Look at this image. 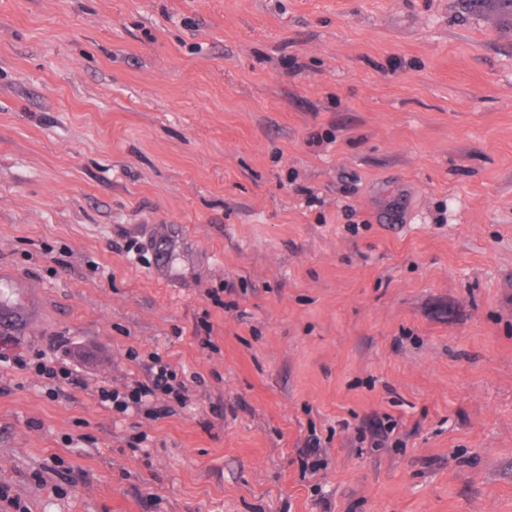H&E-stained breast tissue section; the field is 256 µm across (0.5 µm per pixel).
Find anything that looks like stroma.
Masks as SVG:
<instances>
[{
    "mask_svg": "<svg viewBox=\"0 0 512 512\" xmlns=\"http://www.w3.org/2000/svg\"><path fill=\"white\" fill-rule=\"evenodd\" d=\"M21 296L0 512H512V0H0ZM150 374L147 381L132 379L121 389L99 387L101 403L112 404V410L119 414L136 411L145 418L155 420L163 414H174L175 405L184 409L194 400L189 384L159 353H150ZM162 397V398H160ZM158 401L166 404L156 407ZM37 362L34 365V372L44 380L45 386L48 385L47 389L49 393L56 394L61 392L58 383L62 380L65 384L72 387H85V383L81 376L76 370H72L66 367H56L51 365L48 361H43V358H37Z\"/></svg>",
    "mask_w": 512,
    "mask_h": 512,
    "instance_id": "obj_1",
    "label": "stroma"
}]
</instances>
